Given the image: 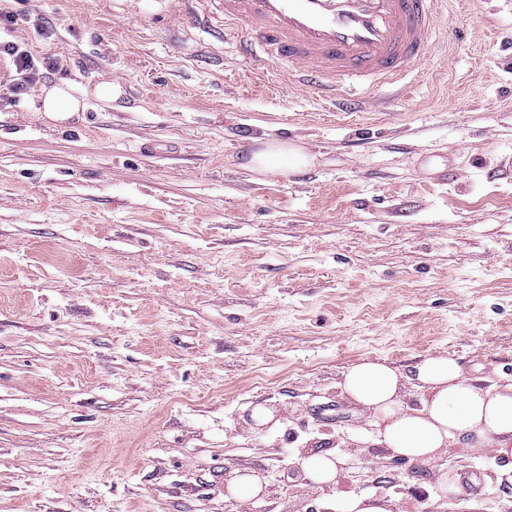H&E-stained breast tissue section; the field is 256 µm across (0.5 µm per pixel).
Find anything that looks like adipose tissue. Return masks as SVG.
Returning <instances> with one entry per match:
<instances>
[{
  "label": "adipose tissue",
  "instance_id": "obj_1",
  "mask_svg": "<svg viewBox=\"0 0 512 512\" xmlns=\"http://www.w3.org/2000/svg\"><path fill=\"white\" fill-rule=\"evenodd\" d=\"M39 100L41 112L53 122H66L83 109L61 84L43 88ZM311 162L296 144L262 141L248 167L266 175L299 170ZM415 375L422 393L419 406L410 407L400 394L401 374L386 362L364 360L345 373V393L373 413L375 445L411 462H428L457 440L465 447L489 448L502 459H512V386L482 388L464 377L454 360L442 356L418 363Z\"/></svg>",
  "mask_w": 512,
  "mask_h": 512
}]
</instances>
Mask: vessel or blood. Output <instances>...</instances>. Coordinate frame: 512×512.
<instances>
[{"instance_id": "vessel-or-blood-1", "label": "vessel or blood", "mask_w": 512, "mask_h": 512, "mask_svg": "<svg viewBox=\"0 0 512 512\" xmlns=\"http://www.w3.org/2000/svg\"><path fill=\"white\" fill-rule=\"evenodd\" d=\"M255 66L285 60L304 85L354 110L400 83L437 43L447 0H209Z\"/></svg>"}]
</instances>
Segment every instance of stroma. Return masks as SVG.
Returning <instances> with one entry per match:
<instances>
[{
	"instance_id": "stroma-1",
	"label": "stroma",
	"mask_w": 512,
	"mask_h": 512,
	"mask_svg": "<svg viewBox=\"0 0 512 512\" xmlns=\"http://www.w3.org/2000/svg\"><path fill=\"white\" fill-rule=\"evenodd\" d=\"M0 9L87 104L58 124L0 86V512H512L490 449L393 457L341 388L383 360L417 405L438 355L512 384V0H451L460 38L359 112L285 62L254 80L205 0ZM261 139L313 163L263 178ZM320 452L337 486L306 479ZM244 470L263 494L229 496ZM336 453H315L302 459L301 467L312 482L318 485H336L339 476ZM336 512H391V501L375 494H345Z\"/></svg>"
}]
</instances>
